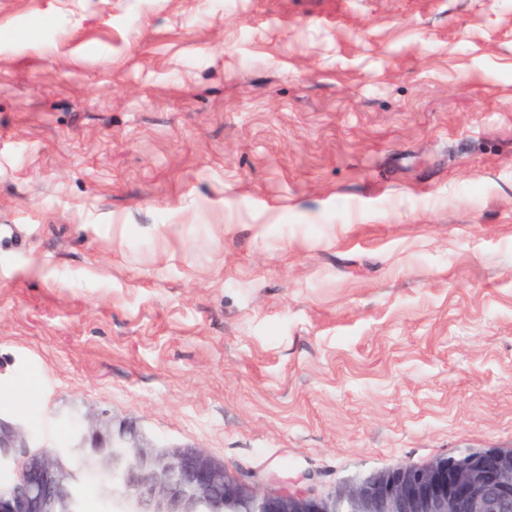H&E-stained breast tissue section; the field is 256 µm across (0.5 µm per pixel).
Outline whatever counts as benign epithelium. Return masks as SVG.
I'll return each instance as SVG.
<instances>
[{
	"mask_svg": "<svg viewBox=\"0 0 512 512\" xmlns=\"http://www.w3.org/2000/svg\"><path fill=\"white\" fill-rule=\"evenodd\" d=\"M73 450L102 471L104 498L127 512H512V448L471 451L425 467L400 463L327 495L288 489L257 495L193 447L158 448L107 409H90ZM64 453L22 421L0 418V468L12 475L0 512H80Z\"/></svg>",
	"mask_w": 512,
	"mask_h": 512,
	"instance_id": "1",
	"label": "benign epithelium"
}]
</instances>
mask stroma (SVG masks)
<instances>
[{"label": "stroma", "instance_id": "stroma-1", "mask_svg": "<svg viewBox=\"0 0 512 512\" xmlns=\"http://www.w3.org/2000/svg\"><path fill=\"white\" fill-rule=\"evenodd\" d=\"M0 417L109 409L264 494L512 446V0H0Z\"/></svg>", "mask_w": 512, "mask_h": 512}]
</instances>
